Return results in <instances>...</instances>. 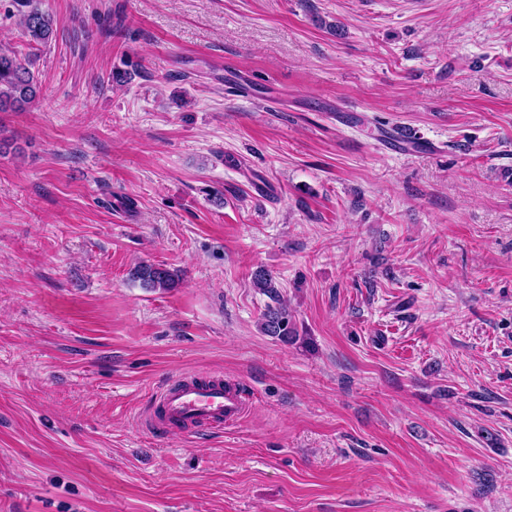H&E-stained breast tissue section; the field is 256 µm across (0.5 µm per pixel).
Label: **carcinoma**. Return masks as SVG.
Masks as SVG:
<instances>
[{
    "mask_svg": "<svg viewBox=\"0 0 512 512\" xmlns=\"http://www.w3.org/2000/svg\"><path fill=\"white\" fill-rule=\"evenodd\" d=\"M23 42L31 48L50 44L56 33V19L48 11L28 6L20 19ZM40 93L39 71L30 57H22L13 49H0V111L18 112L32 104ZM132 276L141 286L168 290L178 286L177 272L155 264L143 263L135 267ZM255 287L272 300L262 315L260 328L267 336L284 342L293 338L288 308L283 305L272 275L262 269L253 273Z\"/></svg>",
    "mask_w": 512,
    "mask_h": 512,
    "instance_id": "obj_1",
    "label": "carcinoma"
}]
</instances>
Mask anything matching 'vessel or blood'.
I'll list each match as a JSON object with an SVG mask.
<instances>
[{
  "label": "vessel or blood",
  "mask_w": 512,
  "mask_h": 512,
  "mask_svg": "<svg viewBox=\"0 0 512 512\" xmlns=\"http://www.w3.org/2000/svg\"><path fill=\"white\" fill-rule=\"evenodd\" d=\"M245 390L222 379L182 374L155 392L146 421L159 432L226 431L242 421Z\"/></svg>",
  "instance_id": "b4317fda"
}]
</instances>
